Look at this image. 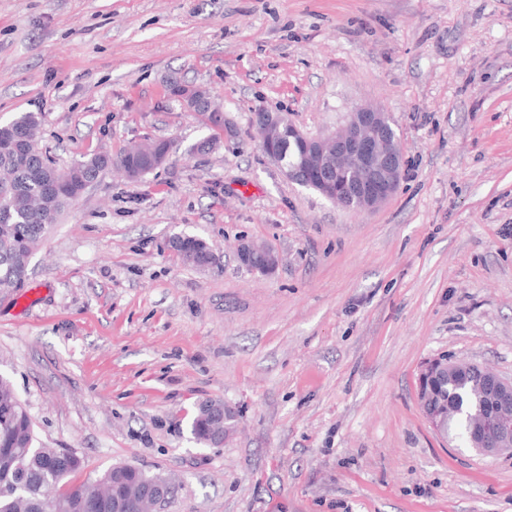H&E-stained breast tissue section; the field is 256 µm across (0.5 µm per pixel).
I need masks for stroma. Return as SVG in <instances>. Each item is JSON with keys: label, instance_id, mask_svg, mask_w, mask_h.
Returning a JSON list of instances; mask_svg holds the SVG:
<instances>
[{"label": "stroma", "instance_id": "1", "mask_svg": "<svg viewBox=\"0 0 512 512\" xmlns=\"http://www.w3.org/2000/svg\"><path fill=\"white\" fill-rule=\"evenodd\" d=\"M172 75L220 106L213 149ZM361 105L403 157L372 211L290 180L253 124L322 137ZM22 112L62 170L172 144L137 180L105 169L32 253L30 300L0 299V372L76 481L174 477L166 512H512V458L449 443L417 397L438 355L512 377V0H0V123ZM182 233L221 268L184 264ZM205 400L237 415L222 446L190 433ZM261 112L256 113L259 116ZM284 120V116L281 114H273L272 112H263L255 121V127L257 134L262 141L263 145L266 142H270L275 135L276 130ZM262 145L263 149L264 146Z\"/></svg>", "mask_w": 512, "mask_h": 512}]
</instances>
